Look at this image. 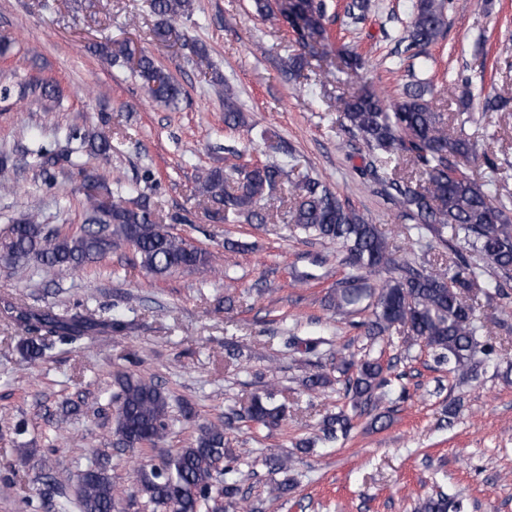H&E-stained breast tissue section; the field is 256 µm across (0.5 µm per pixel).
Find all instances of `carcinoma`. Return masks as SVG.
Wrapping results in <instances>:
<instances>
[{
	"label": "carcinoma",
	"mask_w": 512,
	"mask_h": 512,
	"mask_svg": "<svg viewBox=\"0 0 512 512\" xmlns=\"http://www.w3.org/2000/svg\"><path fill=\"white\" fill-rule=\"evenodd\" d=\"M151 11L161 18L155 38L168 43L178 32L181 19L190 14L192 0H149ZM369 0H349L345 17L353 23L365 18ZM447 0H414L406 34L399 40L398 59L426 55L429 46L442 37L447 27ZM289 14L301 22L297 27L295 53L288 58V74L299 77L311 67L312 41L324 36V0H291ZM138 75L151 97L168 106H177L180 90L169 74L147 52L136 60ZM45 98H58L61 87L53 81L29 86ZM428 83L418 79L406 85L402 96L389 102L365 90L354 96L336 97V111L349 142L366 149L359 167L360 176L385 187L387 196L403 217L413 221L406 228L407 239H424L429 232L443 245L459 242L452 264L428 269L406 258H397L379 227L365 214L346 205L320 179L295 185L288 210V223L296 230L345 251L348 275L326 297V306L339 315L359 312L368 301L371 313L358 323L371 339L394 328L422 340L434 360L462 376L469 373L481 356H489L494 346L480 339L484 327L477 308L479 281L489 273L496 281V294L509 298L512 283V203L474 182L463 170L476 154L475 143L455 133L440 112L427 99ZM224 124H245L237 93L224 85ZM68 142L78 141L93 153L107 159L112 151V134L105 128L81 131L70 128ZM66 162L83 174V182L94 186L84 193L87 223L75 234L42 222L38 212L29 210L9 225L0 238V265L19 268L35 259L61 272L79 271L102 260L113 249L132 248L147 274L162 278L175 270H198L212 265V254L170 232L157 220L147 194L138 185L116 180L112 202L100 190L103 177L84 172L78 150L69 151ZM56 160L42 147L29 153L28 164L41 172ZM284 170L276 162L241 164L200 169L195 195L222 220L243 217L257 224L266 223L259 203L280 186ZM14 319L30 338L22 345L26 356L36 359L57 342L73 344L95 327L89 318H60L49 311L27 307L12 308ZM337 372L348 380L347 394L357 405H367L385 383V371L377 359L354 364L336 354ZM112 395L115 416L113 444L122 448L155 445L170 430L171 406L164 390L154 381L124 373L115 381ZM286 417L285 407L260 396L239 409L224 414V424L200 430L196 439L158 464L143 467L132 495L142 496L158 508L173 512H217L215 487L219 464H224L223 495L227 505L234 503L240 480L232 466L236 456L229 448L227 431L244 422L270 428ZM350 418L339 412L326 416L321 424L324 440L345 439L350 434ZM266 466L283 479L268 488L271 497L288 491L292 457L273 454ZM80 512H116L112 477L101 466L88 467L75 475ZM458 510L460 503L443 495L429 497L418 512Z\"/></svg>",
	"instance_id": "carcinoma-1"
}]
</instances>
